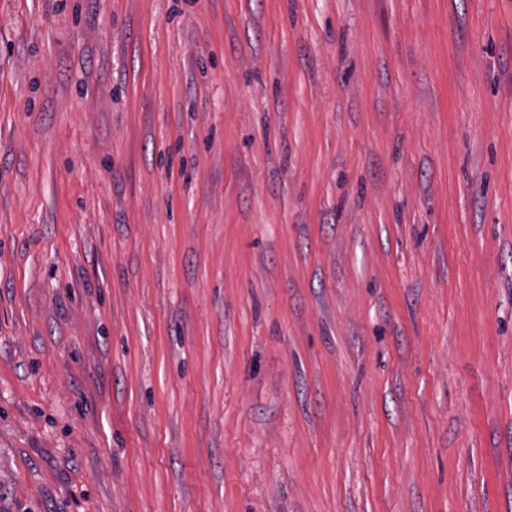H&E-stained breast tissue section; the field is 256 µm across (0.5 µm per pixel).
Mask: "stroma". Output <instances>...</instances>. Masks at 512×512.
<instances>
[{"instance_id":"1","label":"stroma","mask_w":512,"mask_h":512,"mask_svg":"<svg viewBox=\"0 0 512 512\" xmlns=\"http://www.w3.org/2000/svg\"><path fill=\"white\" fill-rule=\"evenodd\" d=\"M0 512H512V0H0Z\"/></svg>"}]
</instances>
